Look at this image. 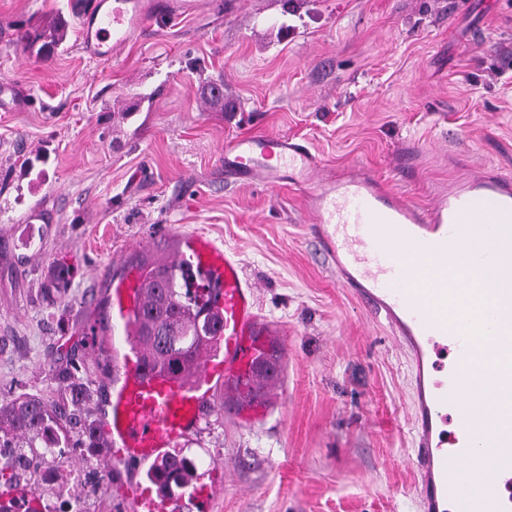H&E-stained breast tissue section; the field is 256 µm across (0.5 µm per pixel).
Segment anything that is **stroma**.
Instances as JSON below:
<instances>
[{"label": "stroma", "mask_w": 512, "mask_h": 512, "mask_svg": "<svg viewBox=\"0 0 512 512\" xmlns=\"http://www.w3.org/2000/svg\"><path fill=\"white\" fill-rule=\"evenodd\" d=\"M44 59L20 41L54 16ZM76 0H0V397L58 400L77 370L102 422L128 353L110 286L126 260L171 236L207 235L282 329L280 380L257 419L215 393L181 442L220 487L209 512H420L414 382L390 326L343 288L301 193L224 179V141H306L321 168L361 166L430 204L468 169L512 173V0H230L161 16L114 59L79 46ZM224 82L223 106L203 96ZM410 145L423 155L398 167ZM70 265L49 287L55 262ZM112 471L94 487L100 466ZM60 474L85 512H138L145 468L110 448ZM68 28V22L63 17L57 16L41 32H37L34 35L26 32L22 36V40L29 49L33 50L38 46L36 50L37 55L49 58L66 40Z\"/></svg>", "instance_id": "1"}]
</instances>
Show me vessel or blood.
<instances>
[{
	"mask_svg": "<svg viewBox=\"0 0 512 512\" xmlns=\"http://www.w3.org/2000/svg\"><path fill=\"white\" fill-rule=\"evenodd\" d=\"M181 16L199 0H95L78 31L82 51L109 60L151 23L157 7ZM224 176L237 181L288 184L304 192L311 231L332 257L341 285L384 314L416 370L417 495L423 512H512L501 485L512 480V425L501 408L512 389L471 373L485 335L501 337L512 355V176L481 169L450 185L426 207L390 188L365 169L322 174L310 148L277 135L238 136L224 142ZM179 256L206 274L217 288L215 308L223 317L217 342L223 358L198 351L192 382L123 359L110 411L103 421L113 447L140 463H155L197 431L213 383L239 396L237 417L259 416L261 404L244 399L254 382L253 365L279 333L257 313L254 289L231 254L200 234L181 238ZM481 285L478 319H467L464 289ZM144 304L143 274L126 265L112 283V310L129 318ZM456 319H449V312ZM443 376L427 380L426 369ZM455 422L464 442L448 447L443 431Z\"/></svg>",
	"mask_w": 512,
	"mask_h": 512,
	"instance_id": "obj_1",
	"label": "vessel or blood"
}]
</instances>
